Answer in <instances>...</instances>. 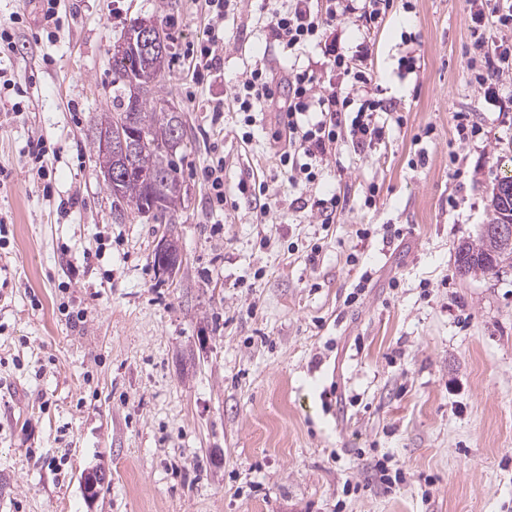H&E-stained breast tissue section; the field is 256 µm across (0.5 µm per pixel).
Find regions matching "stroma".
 Returning <instances> with one entry per match:
<instances>
[{"mask_svg":"<svg viewBox=\"0 0 512 512\" xmlns=\"http://www.w3.org/2000/svg\"><path fill=\"white\" fill-rule=\"evenodd\" d=\"M59 11L49 41L27 0H0V25L21 39L0 54L15 84L0 100L22 105L0 110V512H512V267L455 272L512 159V73L475 82L469 0H404L377 25L343 28V44L369 47L364 87L317 47L278 55L253 0L227 17L224 68L200 85L188 60L209 28L201 0ZM151 15L170 37L164 92L188 130V198L170 226L115 219L88 149L112 109L111 48ZM260 59L313 62L321 87L383 100L384 139L339 140L319 182L292 186L276 113L249 129L230 108L211 122ZM461 112L476 125L463 141ZM39 136L55 152L43 179L26 163ZM215 142L221 209L200 174ZM257 178L275 201L265 218L238 190ZM334 194L347 206L329 225L298 203ZM168 231L183 254L171 279L152 263ZM385 456L403 482H380ZM95 467L107 480L90 501L81 476Z\"/></svg>","mask_w":512,"mask_h":512,"instance_id":"stroma-1","label":"stroma"}]
</instances>
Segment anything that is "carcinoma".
Masks as SVG:
<instances>
[{"instance_id": "1", "label": "carcinoma", "mask_w": 512, "mask_h": 512, "mask_svg": "<svg viewBox=\"0 0 512 512\" xmlns=\"http://www.w3.org/2000/svg\"><path fill=\"white\" fill-rule=\"evenodd\" d=\"M168 56L169 52L160 50L112 55V111L100 114L96 129L100 131L125 115L133 120L138 133L134 147V172L118 185L106 184L112 197V214L117 220L123 221L132 214H138L156 224H173L187 197V194L169 188L155 212L145 210L150 182L157 176L162 175L173 184H183L180 167L183 157L178 155V149L167 151L158 143V137L182 118L181 113L168 108L169 100L162 94ZM89 151L102 170L120 164V159L102 153L96 138L90 142ZM510 188L512 183L503 190L499 202L492 205L493 217L483 225L477 240L462 241L457 246L455 263L460 277L497 272L512 266V244L504 245L495 233L500 224V212L506 205H512Z\"/></svg>"}]
</instances>
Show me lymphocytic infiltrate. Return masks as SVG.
I'll use <instances>...</instances> for the list:
<instances>
[{
    "instance_id": "f902f5d3",
    "label": "lymphocytic infiltrate",
    "mask_w": 512,
    "mask_h": 512,
    "mask_svg": "<svg viewBox=\"0 0 512 512\" xmlns=\"http://www.w3.org/2000/svg\"><path fill=\"white\" fill-rule=\"evenodd\" d=\"M393 6L394 0H329L321 9L313 0H258L264 28L281 55H294L316 45L331 70L362 84L369 81L362 68L367 46L345 47L332 30L351 22L375 25ZM317 85L313 68L278 72L259 60L234 87L233 103L244 115L243 141L253 137L255 110L267 107L278 112L275 138L286 144L279 162L294 185L315 183L320 164L335 150L339 138L346 136L363 146L381 140L385 133L377 122L378 113L387 109L383 101L357 103L342 90L321 91Z\"/></svg>"
}]
</instances>
